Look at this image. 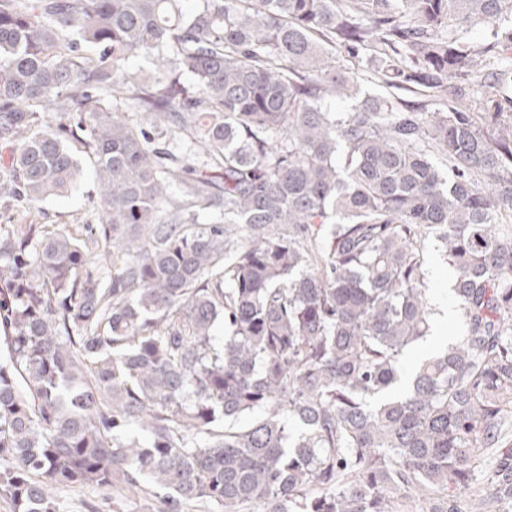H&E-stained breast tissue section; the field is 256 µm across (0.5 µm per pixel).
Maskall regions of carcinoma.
Masks as SVG:
<instances>
[{
  "instance_id": "carcinoma-1",
  "label": "carcinoma",
  "mask_w": 512,
  "mask_h": 512,
  "mask_svg": "<svg viewBox=\"0 0 512 512\" xmlns=\"http://www.w3.org/2000/svg\"><path fill=\"white\" fill-rule=\"evenodd\" d=\"M183 2L0 0V197L67 193L85 153L102 216L0 229V496L502 512L512 0ZM430 238L466 332L405 377Z\"/></svg>"
}]
</instances>
